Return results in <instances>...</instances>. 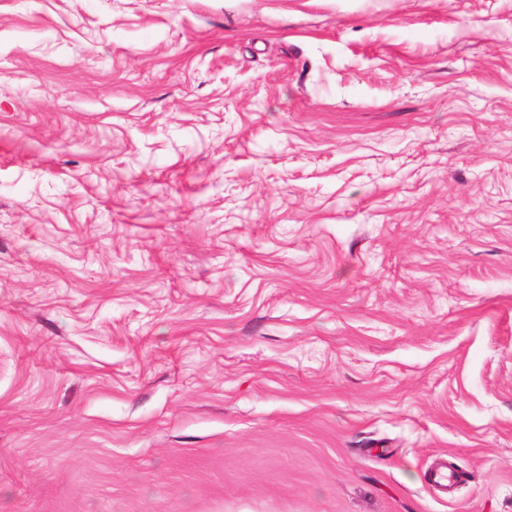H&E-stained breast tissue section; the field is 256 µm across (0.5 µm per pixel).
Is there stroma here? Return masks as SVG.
Here are the masks:
<instances>
[{
    "label": "stroma",
    "instance_id": "stroma-1",
    "mask_svg": "<svg viewBox=\"0 0 512 512\" xmlns=\"http://www.w3.org/2000/svg\"><path fill=\"white\" fill-rule=\"evenodd\" d=\"M0 512H512V0H0Z\"/></svg>",
    "mask_w": 512,
    "mask_h": 512
}]
</instances>
